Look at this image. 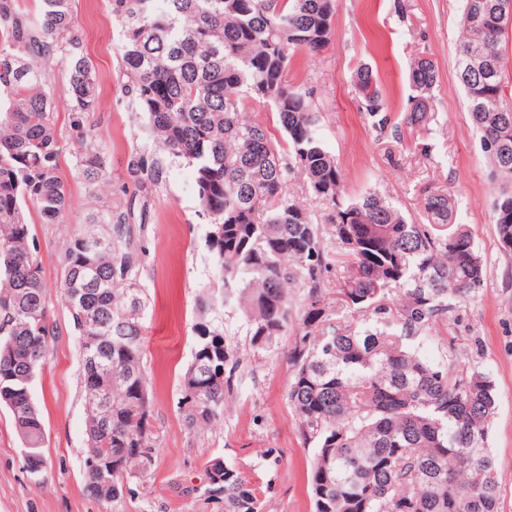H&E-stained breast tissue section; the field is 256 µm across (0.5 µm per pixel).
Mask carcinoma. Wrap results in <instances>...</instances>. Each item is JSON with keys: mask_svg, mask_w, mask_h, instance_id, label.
<instances>
[{"mask_svg": "<svg viewBox=\"0 0 512 512\" xmlns=\"http://www.w3.org/2000/svg\"><path fill=\"white\" fill-rule=\"evenodd\" d=\"M483 2L463 0L456 76L473 127L498 184L494 224L512 251V106L503 65L508 30L494 10L477 26ZM118 29V71L127 106L144 115L168 163L195 176L217 293L198 298L237 309L251 344L272 350L294 330L287 403L313 448L309 491L314 512H500V485L489 450L496 414L493 384L471 364L430 362L413 348L483 285L484 260L455 223L441 189L424 199L427 223L414 224L378 192L350 199L319 136L311 91L288 82L297 52L317 53L332 34L337 0H108ZM68 63L70 127L78 175L94 189L108 182L105 149L85 124L99 110L98 78L82 52L71 0H0V405L24 445V467L44 478V428L32 383L51 336L30 210L60 224L73 206L61 178L63 151L49 89L59 52ZM435 63L415 57V95L403 123L426 126L437 82ZM353 84L372 125L390 124L372 69ZM277 116L283 141L251 113ZM135 197L165 179L155 155L129 162ZM303 177L326 206L318 217L294 200ZM132 202L111 198L65 248L60 292L81 352L87 405L83 461L87 490L120 499L125 479L151 469L150 389L142 361L146 298L137 283ZM191 365L182 375L186 427L224 416L238 366L218 326L199 323ZM108 400L107 415L91 402ZM209 491L225 512H261L258 488L241 471L207 463Z\"/></svg>", "mask_w": 512, "mask_h": 512, "instance_id": "cac0c4a2", "label": "carcinoma"}]
</instances>
